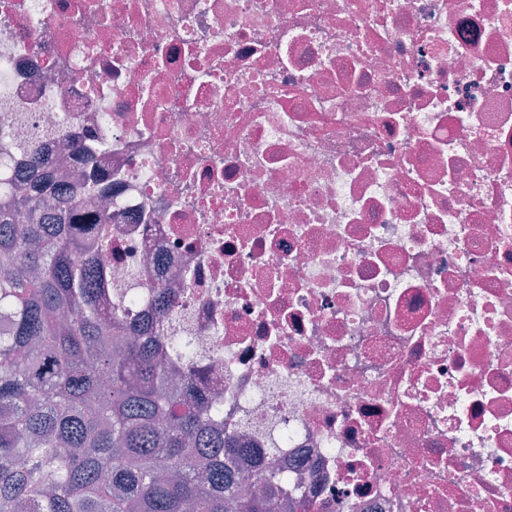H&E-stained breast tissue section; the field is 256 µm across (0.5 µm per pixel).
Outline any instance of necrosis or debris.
I'll list each match as a JSON object with an SVG mask.
<instances>
[{"label":"necrosis or debris","instance_id":"4bbe7bcc","mask_svg":"<svg viewBox=\"0 0 512 512\" xmlns=\"http://www.w3.org/2000/svg\"><path fill=\"white\" fill-rule=\"evenodd\" d=\"M29 143L279 512H512V0H0Z\"/></svg>","mask_w":512,"mask_h":512}]
</instances>
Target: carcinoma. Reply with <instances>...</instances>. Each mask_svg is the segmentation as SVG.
Wrapping results in <instances>:
<instances>
[{
    "label": "carcinoma",
    "mask_w": 512,
    "mask_h": 512,
    "mask_svg": "<svg viewBox=\"0 0 512 512\" xmlns=\"http://www.w3.org/2000/svg\"><path fill=\"white\" fill-rule=\"evenodd\" d=\"M99 225L38 148L0 189V512H271L243 488L223 409L150 316L104 302Z\"/></svg>",
    "instance_id": "carcinoma-1"
}]
</instances>
